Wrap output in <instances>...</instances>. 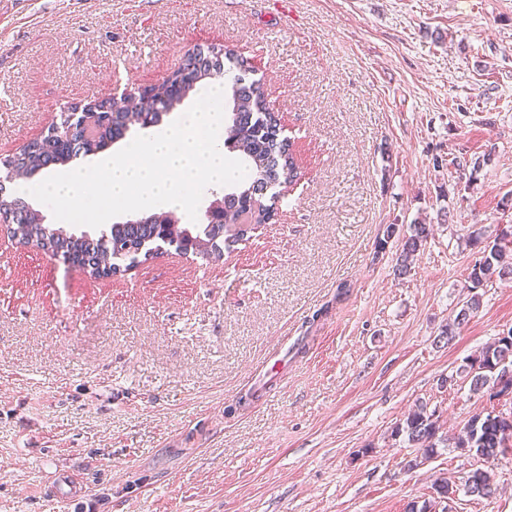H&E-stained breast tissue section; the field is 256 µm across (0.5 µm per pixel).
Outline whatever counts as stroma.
I'll return each instance as SVG.
<instances>
[{
  "mask_svg": "<svg viewBox=\"0 0 512 512\" xmlns=\"http://www.w3.org/2000/svg\"><path fill=\"white\" fill-rule=\"evenodd\" d=\"M248 58L302 177L216 262L175 250L111 279L0 234V512H405L418 402L444 435L497 407L445 384L512 328V280L454 344L473 230L512 226V0H30L0 23V159L75 102L162 81L195 46ZM493 126H486V119ZM491 160L459 177L434 157ZM430 234L396 273L387 225ZM82 473L59 502L56 472ZM496 495L448 512H512Z\"/></svg>",
  "mask_w": 512,
  "mask_h": 512,
  "instance_id": "35a3bbf8",
  "label": "stroma"
}]
</instances>
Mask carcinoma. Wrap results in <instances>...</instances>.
Wrapping results in <instances>:
<instances>
[{
    "mask_svg": "<svg viewBox=\"0 0 512 512\" xmlns=\"http://www.w3.org/2000/svg\"><path fill=\"white\" fill-rule=\"evenodd\" d=\"M198 51L211 59L204 73H198L194 59L188 53L173 71L174 80L165 79L156 92L145 93L138 110L130 111L116 100L92 105L98 112L117 114L118 119L112 125L94 132L91 139L77 141L72 145L67 143L50 150L45 148V144L53 139L52 131L55 127L51 126L41 139L27 143L11 155L10 161L25 169L28 178L32 179L54 166L67 164L73 152L94 155L122 138L133 125L142 126L148 121L159 123L164 115L173 111L189 95H198L207 80L221 77L223 70H245L250 67L246 58L225 45L200 46ZM224 112L229 126L235 128L238 135L229 151L240 152L247 174L240 189L213 201V204L224 207V237L203 244L201 254L216 261L224 255V247L244 240L255 229V224L237 223L240 213L248 208L255 210L256 224H264L271 218L270 209L264 207L260 199L249 194L254 185L275 183L292 186L299 179V165L293 145L279 135L277 120L270 111L259 82L254 80L248 84H232L224 92ZM0 218L13 225L12 237L19 242L34 240L47 250L61 248L70 253L80 266L88 267L87 273L94 279L146 263L160 247H179L188 240L190 234L197 239L206 236L207 229L205 224H195L191 228L181 225L172 229L166 224L154 223L153 216L148 215L141 218L139 224H112L98 237L88 234L77 236L61 226L41 223L40 212L17 192L0 194ZM428 234L426 225L417 224L413 226V234L401 239L399 274L405 275L411 271L415 252ZM482 239L483 233L471 232V240L483 244V248L469 267L463 285L466 296L461 306L438 336V341L448 345L453 343L479 311L481 295L478 289L496 279L512 277V230H501L485 244ZM458 371L470 381V390L474 393L481 392L495 382L512 387V335L495 337ZM439 431L435 412L428 411L427 405L420 403L392 431V436L406 435L408 442L421 451L424 459L434 456L440 445L448 443L462 451H476L479 458L490 465L512 453V445L504 443L505 433L512 432V423L492 422L483 414L472 416L451 439L439 435ZM433 490L436 494L434 501H426L421 505L411 502L406 506V512H432L434 504L446 503L460 493L490 498L495 494L496 486L489 470L476 468L457 480H436Z\"/></svg>",
    "mask_w": 512,
    "mask_h": 512,
    "instance_id": "1",
    "label": "carcinoma"
}]
</instances>
